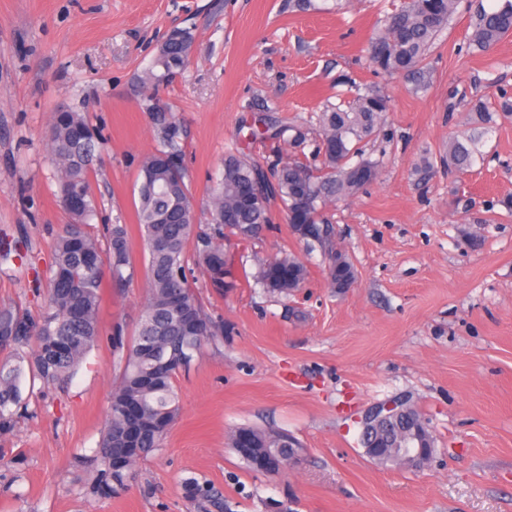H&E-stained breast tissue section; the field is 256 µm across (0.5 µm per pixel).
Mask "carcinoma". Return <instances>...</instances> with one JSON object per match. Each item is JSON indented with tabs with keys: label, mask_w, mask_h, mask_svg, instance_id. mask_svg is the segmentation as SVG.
I'll return each instance as SVG.
<instances>
[{
	"label": "carcinoma",
	"mask_w": 512,
	"mask_h": 512,
	"mask_svg": "<svg viewBox=\"0 0 512 512\" xmlns=\"http://www.w3.org/2000/svg\"><path fill=\"white\" fill-rule=\"evenodd\" d=\"M467 13L471 33L468 48L487 51L512 34V0H496L490 8L484 0H407L388 17L372 40L369 61L378 72L398 75L423 73L426 60L451 19ZM190 31L168 39L158 50L157 74L146 73L142 82L153 87L164 76L186 65L183 44L191 43ZM157 137V146L139 169L135 202L137 224L144 245L142 306L132 343L124 357L123 371L112 389L105 426L96 454L86 461L90 478L85 494L110 499L125 490L127 479L139 461L161 447L181 405L177 378L186 371L202 344L224 335V323L212 319L193 289L195 272L206 273L216 288L232 285L231 249L248 243L273 222L271 204L280 202L290 224H309L326 263L329 287L339 291L356 281L354 263L338 247L328 208L336 201L358 194L372 183L380 163L362 157L361 143L376 135L388 110V99L375 87H357L352 96L336 104L326 103L318 112L315 129L281 127L272 116L261 114L250 124L257 139H278L291 132L288 143L304 150L315 134L318 165L280 157L260 164L244 155L224 157L221 179L208 201L206 227L196 221L190 176L182 164L184 131L157 94L143 99ZM477 127L461 139L448 141L439 156L450 172L464 173L485 161L482 147L499 121L512 117V96L502 91L495 97L475 96L466 101ZM101 137L87 114L71 108L53 115L49 149L58 172V198L68 215L56 235L51 276L42 310L33 315L11 307L0 308V435L14 431L28 411L35 382L42 387L63 388L79 364L97 345L101 327L99 312L104 279L116 288L133 283L136 263L125 224H107L103 235L91 222L97 203L90 173L100 152ZM279 261L286 270L272 277L267 261L257 260L256 283L270 293L290 295L308 278L307 266L285 254ZM135 401L140 408L139 427L130 433L125 406ZM423 424L419 412L405 406L402 418L378 427L361 441L365 448H382L371 456L380 465H404L402 448ZM253 447L238 453L245 465L261 469L265 456L277 450L290 452L288 435L272 428H251ZM185 498L197 512H226L224 494L208 480L189 478Z\"/></svg>",
	"instance_id": "cac0c4a2"
}]
</instances>
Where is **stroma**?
Here are the masks:
<instances>
[{
    "instance_id": "obj_1",
    "label": "stroma",
    "mask_w": 512,
    "mask_h": 512,
    "mask_svg": "<svg viewBox=\"0 0 512 512\" xmlns=\"http://www.w3.org/2000/svg\"><path fill=\"white\" fill-rule=\"evenodd\" d=\"M0 0V306L43 305L56 234L67 216L57 199L48 146L51 117L65 104L88 112L104 137L90 176L98 223L130 229L141 160L156 145L141 109L140 81L174 29L190 30L185 71L158 94L187 131L183 142L197 216L240 153L294 159L284 142L251 139L243 120L265 112L280 125L309 120L348 85L384 90L390 110L364 147L383 159L378 178L331 208L338 242L353 260L351 288H329L319 252H308L281 209L260 237L236 246L237 285L196 291L224 334L179 376L181 413L160 450L136 466L109 500L83 495L84 466L98 446L123 351L145 299L142 279L104 288L101 340L66 388L30 402L0 437V512H190L182 483L205 478L230 512H512V120L489 134L488 158L464 174L415 167L469 132L462 95L512 94V37L467 53L469 18L439 36L423 80L375 72L367 48L402 0ZM291 253L309 268L291 296L248 281L255 258ZM408 397L435 439L418 470L373 462L355 419L373 404ZM293 435L304 456L279 477L250 470L230 445L240 427Z\"/></svg>"
}]
</instances>
